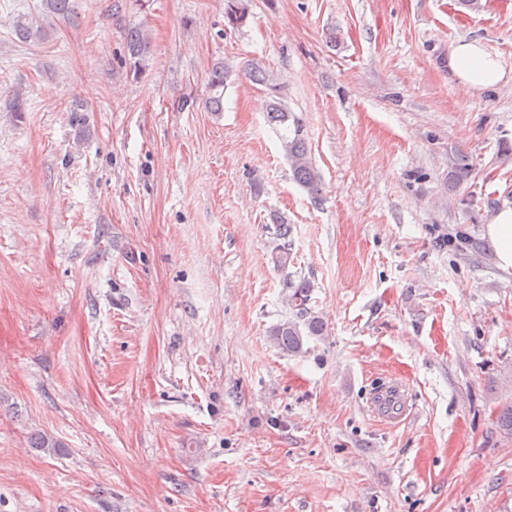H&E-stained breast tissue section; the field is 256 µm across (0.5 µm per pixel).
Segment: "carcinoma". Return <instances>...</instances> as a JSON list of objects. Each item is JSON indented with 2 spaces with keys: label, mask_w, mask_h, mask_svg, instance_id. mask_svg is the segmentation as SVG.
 <instances>
[{
  "label": "carcinoma",
  "mask_w": 512,
  "mask_h": 512,
  "mask_svg": "<svg viewBox=\"0 0 512 512\" xmlns=\"http://www.w3.org/2000/svg\"><path fill=\"white\" fill-rule=\"evenodd\" d=\"M52 18H61L70 24L76 23L77 12L75 0H41V15ZM225 19L227 25L233 30L243 28L248 21L250 11L248 0H225ZM15 35L23 40L40 39L47 35L42 25L40 15L21 16L14 24ZM127 53L134 60V65H142V61L150 52V38L148 33L140 27H131L126 34ZM236 72L234 65L218 61L212 65L209 74L210 96L205 101V107L210 112L224 111V88L231 76ZM267 121L275 126H283L291 130L290 134L282 135V147L291 167L293 180L308 194L316 196L321 191V176L314 165L310 150L303 135L302 127L292 115L280 97L278 91H271V101L266 112ZM293 126H288V121ZM278 222V236L283 243L275 248L272 261L275 267L285 271L293 262L292 248L288 241L290 228L288 225L273 217ZM291 293L288 295V304L296 312V319L279 323L271 328L269 336L273 344L282 352H304V337L322 336L325 332L323 319L316 315L309 307L311 301V283L302 279L299 283H290Z\"/></svg>",
  "instance_id": "cac0c4a2"
}]
</instances>
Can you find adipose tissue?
Segmentation results:
<instances>
[{
  "instance_id": "adipose-tissue-1",
  "label": "adipose tissue",
  "mask_w": 512,
  "mask_h": 512,
  "mask_svg": "<svg viewBox=\"0 0 512 512\" xmlns=\"http://www.w3.org/2000/svg\"><path fill=\"white\" fill-rule=\"evenodd\" d=\"M448 65L465 93L482 91L498 85L505 77V67L498 55L488 52L476 39L459 40L453 45ZM484 237L498 267L512 272V205H502L485 227Z\"/></svg>"
}]
</instances>
